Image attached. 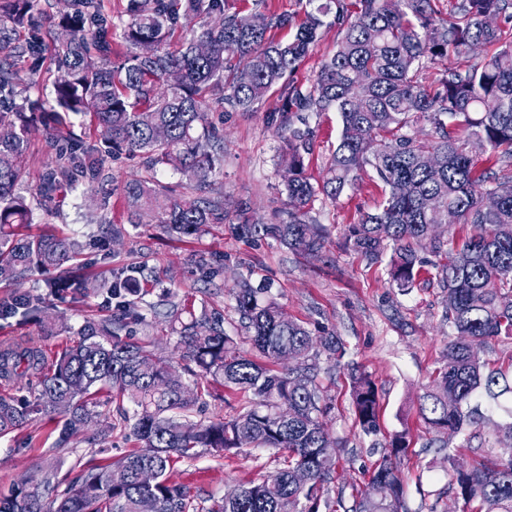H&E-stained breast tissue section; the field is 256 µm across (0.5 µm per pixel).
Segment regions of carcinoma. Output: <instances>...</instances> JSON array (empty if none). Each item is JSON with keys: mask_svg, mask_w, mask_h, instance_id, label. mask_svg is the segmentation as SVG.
Here are the masks:
<instances>
[{"mask_svg": "<svg viewBox=\"0 0 512 512\" xmlns=\"http://www.w3.org/2000/svg\"><path fill=\"white\" fill-rule=\"evenodd\" d=\"M39 0H6L0 11L20 24ZM129 22L122 39L130 48L119 64L96 59L89 41L112 52L108 30L99 23L98 0H73L64 17L66 38L58 56L67 63L54 84L58 106L66 112L93 114L101 146L88 150L73 144L70 152L48 163L36 189L39 202L53 201L70 184V172L96 167L93 154L124 150L146 157L152 168L180 170L203 192L224 159V140L207 125L206 106L217 97L234 111L249 112L274 90L284 99L281 130L288 132L283 158L287 220L251 224L245 235L275 239L294 252L319 257L325 239L306 221V208L317 191L336 198L372 168L384 191L378 209L348 227L347 241L369 263L392 250L389 276L399 288L414 287L428 264L420 251L431 247L446 262L434 265L443 289L442 321L454 340L441 356L432 385L420 397L419 414L429 444L448 449L446 459L455 497L463 512H512V456L456 468V457L477 437L484 422L482 405L499 406L512 395V358L507 368L492 369L471 349L491 338L512 340V0H455L444 19L434 0H326L306 20L293 26L286 14L228 12V0H129ZM334 13L342 26L333 54L310 86L288 80L310 54L323 25ZM203 19L177 48L170 46L181 16ZM295 28L286 40L273 29ZM14 28L0 23V55L8 60L28 52L13 38ZM153 45L144 56L141 46ZM493 52L473 59L477 50ZM455 63L438 73L436 61ZM18 73L0 65V97L14 94ZM336 109L341 116L339 144L316 187L306 173L311 154L309 130L294 126V112ZM498 166L502 176L477 170L479 159L458 132ZM29 126L0 115V284L28 278L34 268H54L63 276L58 291L83 290L91 282L76 263L82 245L55 233L23 234L32 208L19 191V159L28 144ZM122 195L131 223L151 213L170 235L193 237L225 220L221 198H174L160 181L131 180ZM464 235L442 241L436 234L448 215ZM267 288L240 280L234 291L235 312L252 350L241 348L224 328L219 310L195 313L171 305L165 312L179 337V358L192 363L193 384L183 381L171 361L157 355L151 342L134 340L121 318L89 321L81 337L46 365L43 353L28 344L0 350V378L32 373L35 402L0 396V437L20 429L33 412L61 417L59 437L66 441L91 421L88 406L110 394L125 426L142 443L115 467L128 473L112 482V467L93 465L78 488L51 499L23 484L0 497V512H140L143 500L153 512H187L189 495L169 480L175 460H192L198 449L226 453L244 448H275L288 453V465L261 481L239 485L238 494L222 500L216 512H409L400 465L409 448V430L382 444L385 451L363 471L364 484L350 497L338 490L324 497L345 445L332 439L322 417L330 409L320 379V357L344 356L337 336H314L302 324L284 320L279 306L265 297ZM117 306L136 305L137 281L117 277L109 287ZM39 297L22 295L0 306V319L41 311ZM295 365L279 372L283 357ZM220 383L244 398L236 416L194 422L188 414L206 404L203 382ZM351 400L357 425L366 436L378 432L379 393L375 382L350 372ZM461 438L450 446V439ZM150 467L155 480L139 483L140 469ZM309 472L301 488L294 472Z\"/></svg>", "mask_w": 512, "mask_h": 512, "instance_id": "carcinoma-1", "label": "carcinoma"}]
</instances>
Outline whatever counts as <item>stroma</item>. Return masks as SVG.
<instances>
[{"label": "stroma", "instance_id": "obj_1", "mask_svg": "<svg viewBox=\"0 0 512 512\" xmlns=\"http://www.w3.org/2000/svg\"><path fill=\"white\" fill-rule=\"evenodd\" d=\"M70 9L69 0H39L21 31L32 42V53L13 58L20 74L13 99L0 103V113L13 118L25 111L27 101L41 100L44 109L27 113L28 147L21 160L23 193L33 195L51 156L56 134L67 139L96 144L99 133L84 114H63L53 95L58 75L57 46L62 38L58 22ZM339 30L332 17H325L320 38L292 80L309 85L322 61L335 50ZM283 107L279 92H270L250 112H228L217 105L207 109L208 120L224 138V165L215 177L209 196L224 200L226 220L209 225L197 236L185 239L169 235L154 223L134 224L121 202L124 183L152 177L142 159L122 153L104 156L95 176L75 175L72 188L62 193L51 209H34L31 233L58 232L77 239L83 246L81 261L88 275L99 278L151 273L142 282L138 319L129 320L134 336L151 340L158 354L172 356L177 337L167 324L155 319L153 305L188 302L194 310L220 309L227 331H234L238 316L232 290L241 278L264 284L284 315L301 322L318 336L340 337L346 346L344 362L332 365L322 360L331 410L323 423L332 438L348 449L336 467L325 493L337 487L351 488L363 479L380 455L354 422L349 396L347 363L369 373L379 388L380 436L410 429L411 445L402 465L406 504L410 512H461L462 504L448 489V464L438 448L425 445L424 426L418 418V400L430 385L448 341V327L441 320L443 292L438 283L417 281L409 291H400L389 281L386 264H369L344 245L347 225L375 211L381 192L372 173L345 188L334 199L317 195L308 215L322 228L326 248L321 258L303 257L278 242L238 237L237 207L250 206L249 216L259 224L278 223L285 208V169L280 156L285 147L275 131V118ZM313 152L308 172L321 179L341 135L342 123L335 110L308 119ZM121 228L113 240L109 226ZM56 271L35 270L22 285L0 284V303L18 294L42 297L44 313L0 319V347L35 343L46 358H53L79 337L87 321L121 316L122 311L106 292L61 295L50 289ZM53 317L55 332L45 335L41 323ZM112 404L93 410L91 423L77 436L60 441L55 422L40 414L15 432L0 438V494H9L18 484L42 483L53 472V485L66 489L81 483L88 465L113 463L140 449V442L127 430H113L100 439L103 425L115 421ZM284 464V455L272 448H247L238 454L216 456L201 449L189 461L177 462L170 479L187 488L192 512H210L214 503L246 480H261Z\"/></svg>", "mask_w": 512, "mask_h": 512}]
</instances>
